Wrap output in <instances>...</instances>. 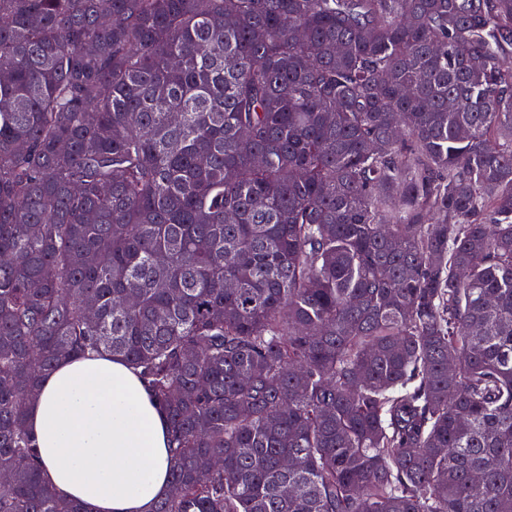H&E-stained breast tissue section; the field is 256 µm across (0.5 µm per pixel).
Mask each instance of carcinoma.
<instances>
[{"label":"carcinoma","mask_w":512,"mask_h":512,"mask_svg":"<svg viewBox=\"0 0 512 512\" xmlns=\"http://www.w3.org/2000/svg\"><path fill=\"white\" fill-rule=\"evenodd\" d=\"M510 50L512 0H0V512H86L26 411L100 352L154 512H512Z\"/></svg>","instance_id":"cac0c4a2"}]
</instances>
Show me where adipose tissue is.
<instances>
[{
	"mask_svg": "<svg viewBox=\"0 0 512 512\" xmlns=\"http://www.w3.org/2000/svg\"><path fill=\"white\" fill-rule=\"evenodd\" d=\"M44 478L88 512H153L170 489L169 423L124 360L61 361L27 410Z\"/></svg>",
	"mask_w": 512,
	"mask_h": 512,
	"instance_id": "adipose-tissue-1",
	"label": "adipose tissue"
}]
</instances>
